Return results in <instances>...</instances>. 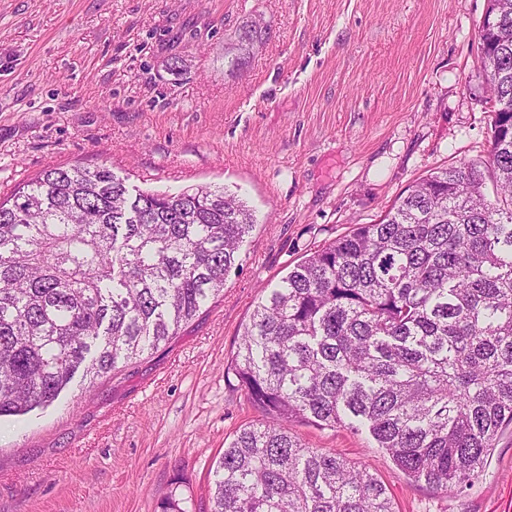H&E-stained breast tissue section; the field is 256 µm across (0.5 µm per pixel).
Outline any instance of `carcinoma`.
<instances>
[{"label":"carcinoma","instance_id":"carcinoma-1","mask_svg":"<svg viewBox=\"0 0 512 512\" xmlns=\"http://www.w3.org/2000/svg\"><path fill=\"white\" fill-rule=\"evenodd\" d=\"M489 10L482 66L512 104V0ZM254 224L222 187L133 196L104 164L48 167L0 201V417L176 335ZM231 366L265 420L215 462L211 512H395L366 467L292 422L365 428L442 493L479 478L512 427V112H494L486 164L413 182L264 289Z\"/></svg>","mask_w":512,"mask_h":512}]
</instances>
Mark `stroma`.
<instances>
[{
  "instance_id": "obj_1",
  "label": "stroma",
  "mask_w": 512,
  "mask_h": 512,
  "mask_svg": "<svg viewBox=\"0 0 512 512\" xmlns=\"http://www.w3.org/2000/svg\"><path fill=\"white\" fill-rule=\"evenodd\" d=\"M488 0H0V198L107 165L130 192L201 186L255 216L224 289L177 336L49 407L0 418V512H211L210 470L262 415L231 360L261 287L377 221L417 179L487 157ZM398 512H512V429L454 493L364 430L294 425Z\"/></svg>"
}]
</instances>
